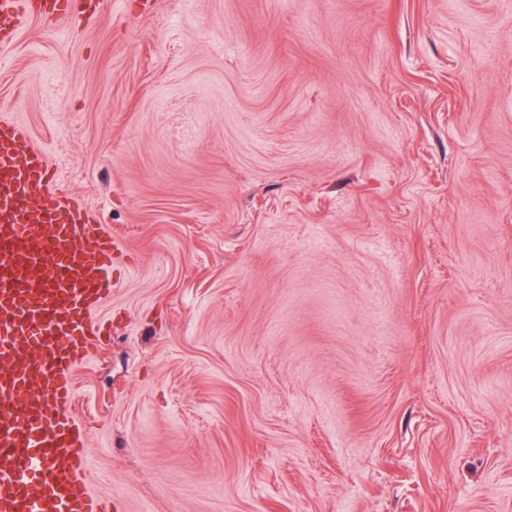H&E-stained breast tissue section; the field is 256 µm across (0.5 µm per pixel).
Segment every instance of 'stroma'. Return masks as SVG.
Instances as JSON below:
<instances>
[{"instance_id": "1", "label": "stroma", "mask_w": 512, "mask_h": 512, "mask_svg": "<svg viewBox=\"0 0 512 512\" xmlns=\"http://www.w3.org/2000/svg\"><path fill=\"white\" fill-rule=\"evenodd\" d=\"M0 112L122 245L77 368L113 512H512V0H99Z\"/></svg>"}]
</instances>
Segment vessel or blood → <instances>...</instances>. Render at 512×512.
Wrapping results in <instances>:
<instances>
[{"instance_id":"b4317fda","label":"vessel or blood","mask_w":512,"mask_h":512,"mask_svg":"<svg viewBox=\"0 0 512 512\" xmlns=\"http://www.w3.org/2000/svg\"><path fill=\"white\" fill-rule=\"evenodd\" d=\"M83 0H0L54 27ZM26 127L0 114V512H112L84 477L74 372L112 290L111 232L51 189V163L20 152Z\"/></svg>"}]
</instances>
